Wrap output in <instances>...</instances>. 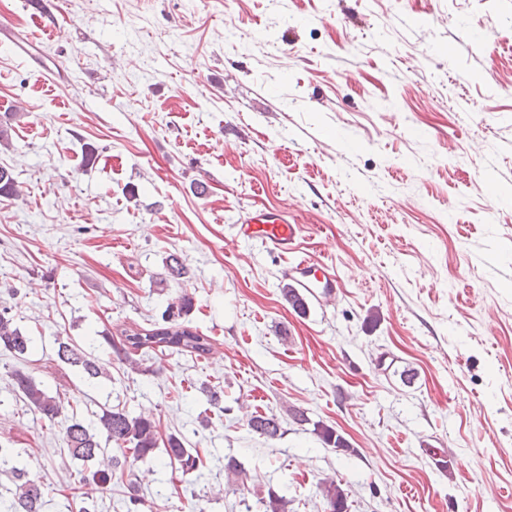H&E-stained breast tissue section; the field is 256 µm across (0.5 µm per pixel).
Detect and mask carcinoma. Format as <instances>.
I'll use <instances>...</instances> for the list:
<instances>
[{
    "instance_id": "obj_1",
    "label": "carcinoma",
    "mask_w": 512,
    "mask_h": 512,
    "mask_svg": "<svg viewBox=\"0 0 512 512\" xmlns=\"http://www.w3.org/2000/svg\"><path fill=\"white\" fill-rule=\"evenodd\" d=\"M18 193L17 182L9 169L0 167V196H14ZM193 307L192 297L182 294L168 303V321L155 325L151 329H141L132 333L123 331L118 342L105 338V341L117 356L135 369L137 360L133 355L138 352L171 351L202 357L211 351V338L197 328L179 322L189 315ZM11 353L18 360H25L32 349L31 338L22 333L6 312H0V350ZM56 355L67 365L78 368L89 379L99 377L100 367L91 353L69 337L56 338ZM15 390L22 398L48 421L53 422L63 414L60 397L50 395L47 390L20 369L11 372ZM247 426L256 434L275 439L280 436L281 423L274 415L252 414L247 418ZM115 445L109 450L102 446L100 438ZM63 441L70 456L83 463L100 461L108 451L113 452L108 464L83 477V482H92L101 489L112 486V477L116 472L134 475L136 463L154 457L161 452L169 462L179 465L184 474L197 470L198 457L193 449L185 446L183 439L171 434L164 448H159L158 430L154 419L148 416H134L123 408H105L97 415L96 423L91 425L77 416L67 420L63 429ZM14 486L12 500L7 512H42L41 488L25 477V473L14 467ZM329 512H348L344 491L335 481H325L321 487Z\"/></svg>"
}]
</instances>
